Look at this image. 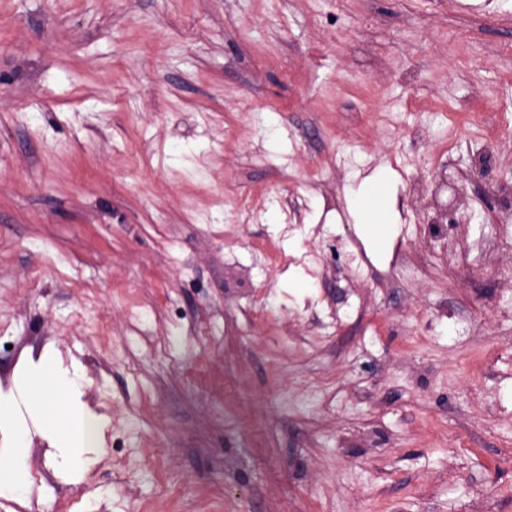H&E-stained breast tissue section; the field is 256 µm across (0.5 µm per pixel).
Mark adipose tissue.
Wrapping results in <instances>:
<instances>
[{
	"instance_id": "obj_1",
	"label": "adipose tissue",
	"mask_w": 512,
	"mask_h": 512,
	"mask_svg": "<svg viewBox=\"0 0 512 512\" xmlns=\"http://www.w3.org/2000/svg\"><path fill=\"white\" fill-rule=\"evenodd\" d=\"M353 203L365 220L366 236L383 244L394 212L388 174L381 171L365 179ZM79 379L78 371L61 367L56 353L48 350L38 360H25L16 381L28 420L15 418L11 399L0 401V428L10 430L15 439L14 448L0 456V486L12 497L23 500L29 494L25 459L32 434L52 441L57 464L70 477L79 476L101 453L98 434L104 423L87 414L80 400Z\"/></svg>"
}]
</instances>
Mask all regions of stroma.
<instances>
[{
	"mask_svg": "<svg viewBox=\"0 0 512 512\" xmlns=\"http://www.w3.org/2000/svg\"><path fill=\"white\" fill-rule=\"evenodd\" d=\"M509 130L512 0H0V385L51 343L107 420L0 512H512ZM357 211L364 217L366 236L377 245H382L387 236L388 220L394 213L391 202L390 179L385 171L365 179L353 197Z\"/></svg>",
	"mask_w": 512,
	"mask_h": 512,
	"instance_id": "stroma-1",
	"label": "stroma"
}]
</instances>
